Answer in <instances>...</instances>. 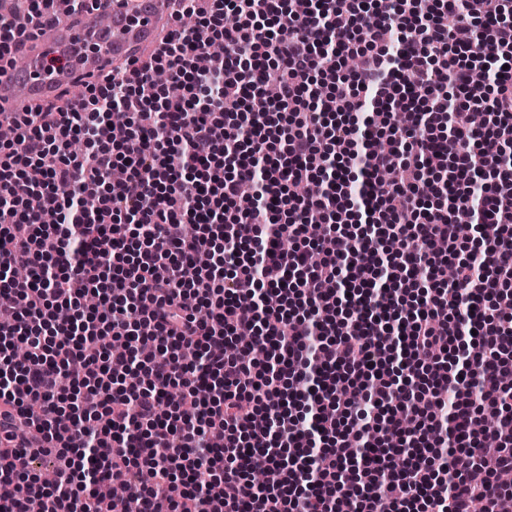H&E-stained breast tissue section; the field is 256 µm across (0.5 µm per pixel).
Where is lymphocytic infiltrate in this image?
<instances>
[{
    "instance_id": "lymphocytic-infiltrate-1",
    "label": "lymphocytic infiltrate",
    "mask_w": 512,
    "mask_h": 512,
    "mask_svg": "<svg viewBox=\"0 0 512 512\" xmlns=\"http://www.w3.org/2000/svg\"><path fill=\"white\" fill-rule=\"evenodd\" d=\"M14 2L0 72L60 0ZM173 6L87 98L0 119V424L62 463L47 484L0 449V512H102L111 481L137 488L112 512H512V0ZM448 202L495 234L465 242Z\"/></svg>"
}]
</instances>
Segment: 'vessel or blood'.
Returning a JSON list of instances; mask_svg holds the SVG:
<instances>
[{"instance_id": "1", "label": "vessel or blood", "mask_w": 512, "mask_h": 512, "mask_svg": "<svg viewBox=\"0 0 512 512\" xmlns=\"http://www.w3.org/2000/svg\"><path fill=\"white\" fill-rule=\"evenodd\" d=\"M171 0H95L80 18L59 15L50 35L41 37L23 66L0 76V110L33 105L66 86L112 70L156 47L168 29Z\"/></svg>"}]
</instances>
